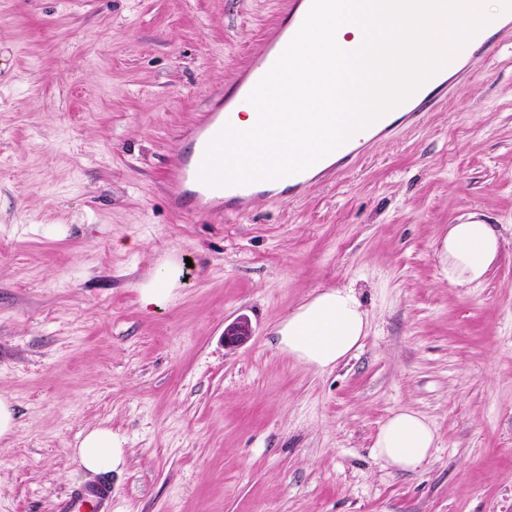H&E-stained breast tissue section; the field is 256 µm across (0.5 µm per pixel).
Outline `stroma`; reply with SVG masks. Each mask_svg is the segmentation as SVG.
Here are the masks:
<instances>
[{
    "label": "stroma",
    "instance_id": "obj_1",
    "mask_svg": "<svg viewBox=\"0 0 512 512\" xmlns=\"http://www.w3.org/2000/svg\"><path fill=\"white\" fill-rule=\"evenodd\" d=\"M283 3L0 0V512H57L97 425L125 440L112 512H512V36L302 198L171 210L178 131ZM473 213L503 247L457 288L440 241ZM167 264L171 301L143 306ZM328 288L356 290L369 330L319 371L273 336ZM398 409L440 435L415 472L372 452Z\"/></svg>",
    "mask_w": 512,
    "mask_h": 512
}]
</instances>
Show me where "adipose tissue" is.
I'll return each mask as SVG.
<instances>
[{"instance_id": "ef3b65f1", "label": "adipose tissue", "mask_w": 512, "mask_h": 512, "mask_svg": "<svg viewBox=\"0 0 512 512\" xmlns=\"http://www.w3.org/2000/svg\"><path fill=\"white\" fill-rule=\"evenodd\" d=\"M501 250L494 225L468 220L449 225L440 253L449 284L481 283ZM369 319L354 289H329L299 305L275 329L277 348L315 370H328L349 359L368 334ZM439 441L436 428L411 409L393 412L380 426L373 453L386 467L414 472L429 462ZM76 455L82 467L98 475L124 462V441L106 427L89 430Z\"/></svg>"}]
</instances>
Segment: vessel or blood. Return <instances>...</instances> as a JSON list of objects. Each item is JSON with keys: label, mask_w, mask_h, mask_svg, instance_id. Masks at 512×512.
Instances as JSON below:
<instances>
[{"label": "vessel or blood", "mask_w": 512, "mask_h": 512, "mask_svg": "<svg viewBox=\"0 0 512 512\" xmlns=\"http://www.w3.org/2000/svg\"><path fill=\"white\" fill-rule=\"evenodd\" d=\"M311 0H289L288 8L280 20L269 31L252 63L202 112L197 122L189 128L185 137L190 142L189 150L179 165L170 169L166 176L167 196L174 209L186 204H195L198 211L221 217L224 214L244 213L252 199L268 194L269 181L262 180L240 186H211L202 182L199 171L206 149L223 127L235 120L237 108L244 102L254 86L269 71L287 44L299 30L310 8ZM449 89L447 79L439 78L430 87L407 105L401 119L416 121L422 113L436 107L446 97ZM398 119V120H401ZM393 117H381L383 128L396 126ZM331 171L325 162H317L309 169L287 176V191L299 194L320 182ZM112 482L102 479L85 483L72 489L61 500L59 512H110Z\"/></svg>", "instance_id": "1"}]
</instances>
